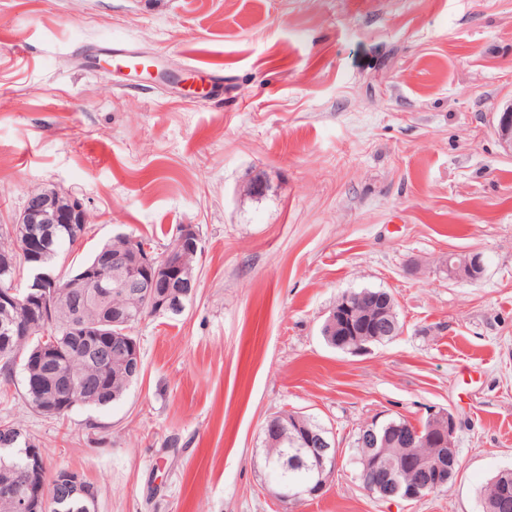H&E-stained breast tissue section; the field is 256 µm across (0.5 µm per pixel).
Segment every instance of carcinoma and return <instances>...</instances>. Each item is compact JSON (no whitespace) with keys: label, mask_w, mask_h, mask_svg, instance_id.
I'll return each instance as SVG.
<instances>
[{"label":"carcinoma","mask_w":512,"mask_h":512,"mask_svg":"<svg viewBox=\"0 0 512 512\" xmlns=\"http://www.w3.org/2000/svg\"><path fill=\"white\" fill-rule=\"evenodd\" d=\"M39 234L50 240L54 254L62 248L74 244L67 225L38 224ZM125 237L119 236L104 244L102 248L83 261L78 270L93 267L99 263L110 248L120 246ZM58 304L49 313L40 311L23 320L16 328L0 331V379L13 380L18 356H27L39 343V337L29 334L31 328L50 329L54 333V358L39 368H29L23 377V397L30 401L37 395L56 394L64 401L57 416L63 417L79 405L106 406L120 399L130 384V379L117 374L114 366L118 361L115 353L117 345L124 338L134 337L133 330L142 318L154 314L149 303L136 301L118 291L112 283V276L104 275L103 287L61 289ZM383 289L362 288L346 290L336 298V303L351 304L356 313L362 315L367 308L376 309L381 303ZM322 335L326 342L346 353L357 344H371L369 337L338 335L333 326L324 323ZM71 373L76 384V392L68 393L57 388L55 374ZM353 441L354 460L358 469L364 468L365 460L375 454L389 457L393 448L366 447L361 444L360 434ZM23 437L21 428L13 423H4L0 429V443L12 445L13 453L9 460H0V485L21 484L28 479L27 460L21 453L19 441ZM308 460L299 444L284 437L279 443L266 444L264 468L276 482L285 477L290 480H315L316 472L307 469ZM482 512H512V469L499 471L487 484L482 494ZM48 512H97L94 505L85 499L61 498L51 503Z\"/></svg>","instance_id":"1"}]
</instances>
